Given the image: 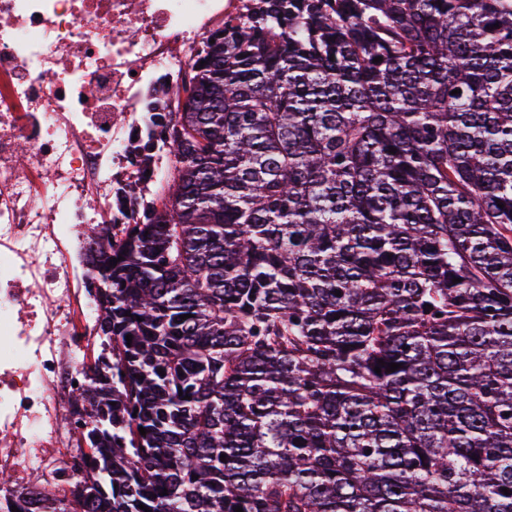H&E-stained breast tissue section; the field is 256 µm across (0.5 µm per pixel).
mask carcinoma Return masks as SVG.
Segmentation results:
<instances>
[{"label":"carcinoma","mask_w":512,"mask_h":512,"mask_svg":"<svg viewBox=\"0 0 512 512\" xmlns=\"http://www.w3.org/2000/svg\"><path fill=\"white\" fill-rule=\"evenodd\" d=\"M183 89L50 512H512V0H257Z\"/></svg>","instance_id":"carcinoma-1"}]
</instances>
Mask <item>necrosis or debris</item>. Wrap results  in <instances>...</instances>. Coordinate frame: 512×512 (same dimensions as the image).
I'll return each instance as SVG.
<instances>
[{"label":"necrosis or debris","instance_id":"1","mask_svg":"<svg viewBox=\"0 0 512 512\" xmlns=\"http://www.w3.org/2000/svg\"><path fill=\"white\" fill-rule=\"evenodd\" d=\"M254 0H0V512L72 498L84 391L101 353L88 228L131 223L157 171L151 112H174L212 34Z\"/></svg>","mask_w":512,"mask_h":512}]
</instances>
